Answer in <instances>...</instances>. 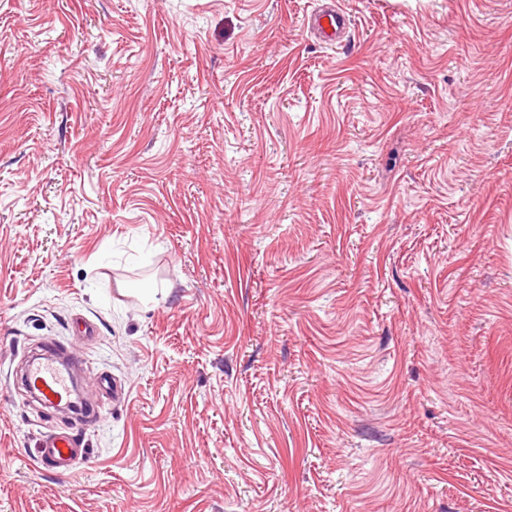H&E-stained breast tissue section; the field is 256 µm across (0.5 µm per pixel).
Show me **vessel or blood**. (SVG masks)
I'll use <instances>...</instances> for the list:
<instances>
[{
    "mask_svg": "<svg viewBox=\"0 0 512 512\" xmlns=\"http://www.w3.org/2000/svg\"><path fill=\"white\" fill-rule=\"evenodd\" d=\"M316 22L326 37L338 38L347 28L348 17L345 11L336 7L320 13ZM65 354L64 347L49 341L26 361L25 386L43 408L56 411L72 401L74 364L66 360ZM83 456L84 451L74 436L50 433L41 439L35 461L40 469L64 474L73 470Z\"/></svg>",
    "mask_w": 512,
    "mask_h": 512,
    "instance_id": "1",
    "label": "vessel or blood"
}]
</instances>
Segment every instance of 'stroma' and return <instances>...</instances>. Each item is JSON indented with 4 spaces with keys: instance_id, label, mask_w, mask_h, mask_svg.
Returning <instances> with one entry per match:
<instances>
[{
    "instance_id": "1",
    "label": "stroma",
    "mask_w": 512,
    "mask_h": 512,
    "mask_svg": "<svg viewBox=\"0 0 512 512\" xmlns=\"http://www.w3.org/2000/svg\"><path fill=\"white\" fill-rule=\"evenodd\" d=\"M322 3L0 0V512H512V0ZM316 22L322 34L330 39L335 37L337 40L344 34L347 28L348 17L345 11L336 6L333 9L320 13L316 18ZM65 355L67 349L47 341L40 352L26 360L25 386L43 408L57 411L73 401L71 373L75 363L64 360ZM75 436L66 433L44 435L36 450L35 461L42 470L65 474L73 470L84 456Z\"/></svg>"
}]
</instances>
